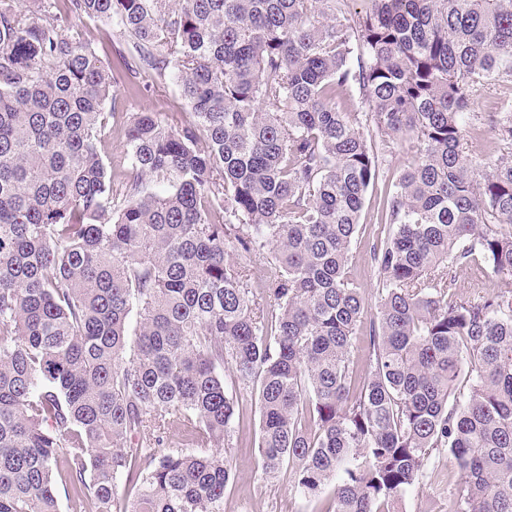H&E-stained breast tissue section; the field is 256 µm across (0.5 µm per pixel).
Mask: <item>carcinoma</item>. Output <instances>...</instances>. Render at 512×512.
I'll use <instances>...</instances> for the list:
<instances>
[{
	"label": "carcinoma",
	"instance_id": "carcinoma-1",
	"mask_svg": "<svg viewBox=\"0 0 512 512\" xmlns=\"http://www.w3.org/2000/svg\"><path fill=\"white\" fill-rule=\"evenodd\" d=\"M370 2L0 0V512H224L240 384L262 472L316 512H397L438 448L452 512H512V290L450 274L478 252L512 283V113L471 112L512 83V0ZM82 19L132 43L128 92L173 81L188 119L110 123ZM396 146L370 316L351 245ZM477 133L468 129L464 140L467 144L464 146L467 147V151H469L478 164H483L490 155L497 154V148L492 134L484 131L483 128Z\"/></svg>",
	"mask_w": 512,
	"mask_h": 512
}]
</instances>
